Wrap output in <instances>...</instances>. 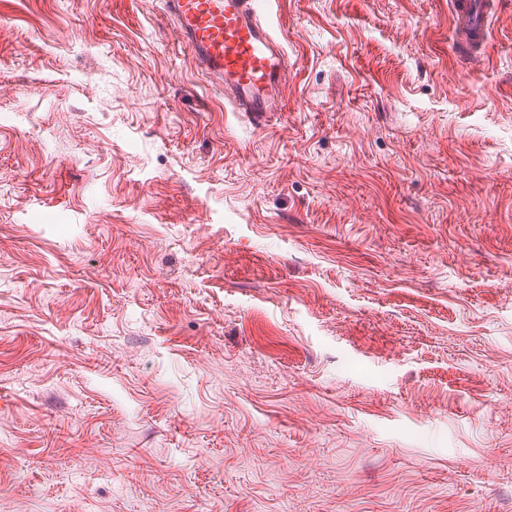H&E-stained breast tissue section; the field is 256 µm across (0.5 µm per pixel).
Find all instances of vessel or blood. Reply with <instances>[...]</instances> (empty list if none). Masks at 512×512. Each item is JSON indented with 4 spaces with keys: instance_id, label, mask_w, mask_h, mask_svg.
<instances>
[{
    "instance_id": "b4317fda",
    "label": "vessel or blood",
    "mask_w": 512,
    "mask_h": 512,
    "mask_svg": "<svg viewBox=\"0 0 512 512\" xmlns=\"http://www.w3.org/2000/svg\"><path fill=\"white\" fill-rule=\"evenodd\" d=\"M272 0H164L166 19L232 111L260 123L283 111L288 53L266 16ZM461 50L479 65L500 0H450Z\"/></svg>"
}]
</instances>
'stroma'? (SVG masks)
Masks as SVG:
<instances>
[{
	"label": "stroma",
	"instance_id": "stroma-1",
	"mask_svg": "<svg viewBox=\"0 0 512 512\" xmlns=\"http://www.w3.org/2000/svg\"><path fill=\"white\" fill-rule=\"evenodd\" d=\"M501 2L470 74L448 0H274L259 127L159 0H0V512H512Z\"/></svg>",
	"mask_w": 512,
	"mask_h": 512
}]
</instances>
